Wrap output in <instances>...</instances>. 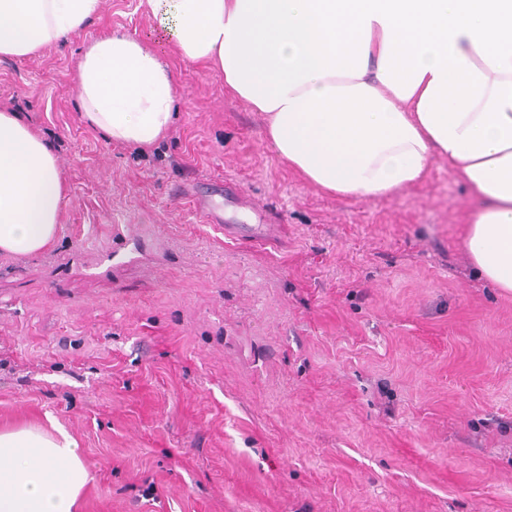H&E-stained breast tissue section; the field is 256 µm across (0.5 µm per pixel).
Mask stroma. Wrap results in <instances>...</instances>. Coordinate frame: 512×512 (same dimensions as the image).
<instances>
[{
	"label": "stroma",
	"instance_id": "1",
	"mask_svg": "<svg viewBox=\"0 0 512 512\" xmlns=\"http://www.w3.org/2000/svg\"><path fill=\"white\" fill-rule=\"evenodd\" d=\"M108 30L170 49L139 0H102L68 42L0 58V111L67 184L55 247L0 255V423L69 431L78 512H512V295L469 259L459 176L436 160L337 199L220 71L181 61L168 134L107 142L73 74ZM191 186L225 223L281 224L277 245L202 223Z\"/></svg>",
	"mask_w": 512,
	"mask_h": 512
}]
</instances>
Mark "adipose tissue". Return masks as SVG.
I'll list each match as a JSON object with an SVG mask.
<instances>
[{"label": "adipose tissue", "mask_w": 512, "mask_h": 512, "mask_svg": "<svg viewBox=\"0 0 512 512\" xmlns=\"http://www.w3.org/2000/svg\"><path fill=\"white\" fill-rule=\"evenodd\" d=\"M180 60L216 69L263 119L278 157L346 199L390 196L447 161L471 208L466 248L512 294V0H147ZM101 0H0V58L68 41ZM75 87L88 126L146 147L169 130L170 60L107 32ZM66 181L51 143L0 111V254L58 238ZM88 482L57 422L0 427V512H77Z\"/></svg>", "instance_id": "adipose-tissue-1"}]
</instances>
